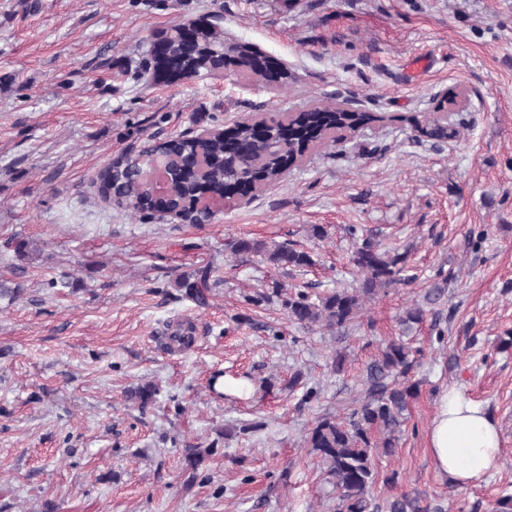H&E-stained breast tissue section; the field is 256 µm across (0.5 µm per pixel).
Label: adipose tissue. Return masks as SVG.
<instances>
[{
	"mask_svg": "<svg viewBox=\"0 0 512 512\" xmlns=\"http://www.w3.org/2000/svg\"><path fill=\"white\" fill-rule=\"evenodd\" d=\"M436 469L451 482L479 481L498 461L500 430L479 401L453 386L442 395L428 433Z\"/></svg>",
	"mask_w": 512,
	"mask_h": 512,
	"instance_id": "adipose-tissue-1",
	"label": "adipose tissue"
}]
</instances>
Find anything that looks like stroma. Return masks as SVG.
<instances>
[{"mask_svg": "<svg viewBox=\"0 0 512 512\" xmlns=\"http://www.w3.org/2000/svg\"><path fill=\"white\" fill-rule=\"evenodd\" d=\"M205 14L282 61L287 86L229 71L136 78L154 33ZM460 95V138L417 132L413 118ZM352 97L381 122L311 150L211 223L143 220L98 190L130 148ZM350 224L406 252L408 283L343 334L292 323L280 288L357 285ZM16 236L40 250L20 276L6 246ZM241 238L314 263L274 267L236 253ZM206 266L200 305L177 282ZM443 277L440 323L403 330L405 309ZM0 279L22 286L0 296V512H336L303 436L360 396L381 346L401 337L419 392L394 455L375 459L398 473L376 496L495 512L512 494V0H0ZM168 324L191 325L193 346L165 350ZM149 381L158 401L141 411L125 393ZM451 386L502 434L497 466L466 486L428 451ZM310 387L319 398L302 404ZM188 441L216 447L196 472Z\"/></svg>", "mask_w": 512, "mask_h": 512, "instance_id": "stroma-1", "label": "stroma"}]
</instances>
